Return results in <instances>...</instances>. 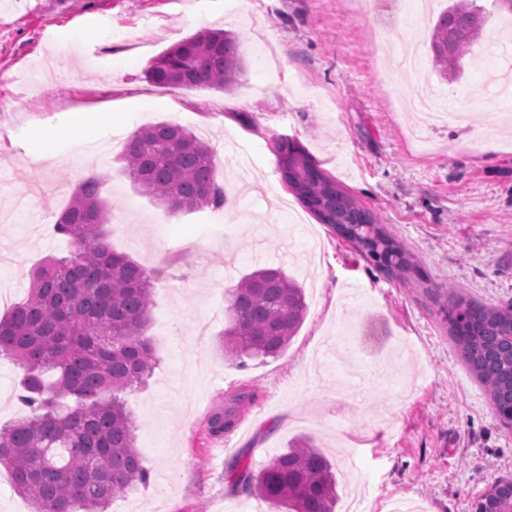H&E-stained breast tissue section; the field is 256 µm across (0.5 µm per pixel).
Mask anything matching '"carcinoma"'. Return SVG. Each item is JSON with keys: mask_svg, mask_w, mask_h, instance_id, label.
I'll return each mask as SVG.
<instances>
[{"mask_svg": "<svg viewBox=\"0 0 512 512\" xmlns=\"http://www.w3.org/2000/svg\"><path fill=\"white\" fill-rule=\"evenodd\" d=\"M481 27L475 0H448L435 23L437 62L457 72ZM242 70L235 39L200 29L162 52L147 70L160 87L219 91ZM274 152L282 181L321 224L353 244L391 276L411 267L406 248L336 185L297 141L281 137ZM137 188L177 214L224 207L214 177V150L187 128L158 122L138 130L120 157ZM102 180L74 190L55 224L69 239L63 257L49 256L30 271L27 298L0 317V357L23 370L19 400L30 414L0 428V464L34 512H105L113 496L145 485L150 468L135 446L134 423L123 394L144 384L157 365L145 335L155 272L108 241ZM303 288L280 268L243 276L228 291L224 356L237 367L253 358L280 357L306 313ZM445 313L461 357L485 385L492 411L512 405V304L495 308L451 299ZM254 393L243 388L207 420L221 438L239 421ZM231 488L256 493L285 512H335L336 474L310 441L286 449L254 471L244 456L230 469ZM474 512H512V479L494 481Z\"/></svg>", "mask_w": 512, "mask_h": 512, "instance_id": "carcinoma-1", "label": "carcinoma"}]
</instances>
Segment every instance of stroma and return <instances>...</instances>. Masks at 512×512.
I'll use <instances>...</instances> for the list:
<instances>
[{
	"label": "stroma",
	"mask_w": 512,
	"mask_h": 512,
	"mask_svg": "<svg viewBox=\"0 0 512 512\" xmlns=\"http://www.w3.org/2000/svg\"><path fill=\"white\" fill-rule=\"evenodd\" d=\"M485 23L448 76L430 49L437 11L379 20L358 0H0V316L29 293L41 259L63 256L52 231L91 163L103 178L116 251L161 275L147 334L158 365L125 394L147 485L107 512H277L231 491L233 459L253 468L310 438L336 470L338 512L400 499L423 512H473L495 479L512 477V428L491 411L441 307L445 293L512 302V20L477 0ZM202 28L235 38L244 61L227 91L152 84L154 58ZM465 121L412 138L413 102ZM110 110L92 153L39 154L34 130L79 109ZM168 121L215 151L229 191L222 210L169 214L141 195L118 160L141 127ZM289 137L410 251L419 273L378 270L299 203L273 142ZM306 288V316L276 359L225 361L226 292L261 268ZM21 369L0 359V427L24 416ZM256 391L228 440L208 417L240 388Z\"/></svg>",
	"instance_id": "obj_1"
}]
</instances>
